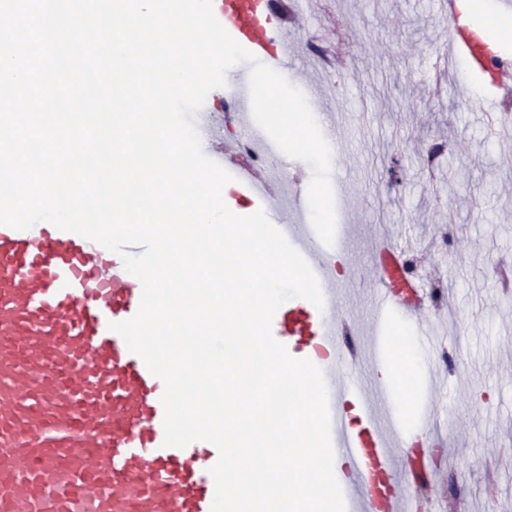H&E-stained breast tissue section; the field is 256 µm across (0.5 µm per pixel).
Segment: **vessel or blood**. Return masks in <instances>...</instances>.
<instances>
[{"mask_svg":"<svg viewBox=\"0 0 512 512\" xmlns=\"http://www.w3.org/2000/svg\"><path fill=\"white\" fill-rule=\"evenodd\" d=\"M306 4L274 10L269 0H213V9L239 44L285 74L297 60L284 31L287 12ZM442 4L441 36L455 66L449 87L456 92L470 77L490 74L493 94L473 106L494 109L512 97V59L481 46L461 24L456 0ZM227 85L230 115L247 135L223 142L214 115L201 109L203 151L234 176L239 197L278 212L279 188L297 186L300 172L284 168L275 178L248 163L247 151L275 158L280 150L252 117L248 69ZM279 214L276 226L309 263L324 306L289 300L272 333L324 374L346 512H409L400 481L409 440L394 396L385 385L367 387L352 365L360 355L381 361L383 328L402 317L416 322L420 346L436 342L440 324L421 315L422 281L404 272L398 247L380 242L367 326H340L332 249L306 224L303 203ZM140 298L138 279L101 245L47 222L27 230L0 225V512H211L217 449L205 441L163 446L164 384L110 328L132 318Z\"/></svg>","mask_w":512,"mask_h":512,"instance_id":"vessel-or-blood-1","label":"vessel or blood"}]
</instances>
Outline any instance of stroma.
Here are the masks:
<instances>
[{
    "label": "stroma",
    "instance_id": "obj_1",
    "mask_svg": "<svg viewBox=\"0 0 512 512\" xmlns=\"http://www.w3.org/2000/svg\"><path fill=\"white\" fill-rule=\"evenodd\" d=\"M439 0H313L288 17L292 83L335 113L343 150L331 177L357 234L343 239L338 314L364 322L360 272L390 239L443 284L425 316L448 330L452 374L423 404L437 477L420 500L442 512H512V141L503 116L448 91Z\"/></svg>",
    "mask_w": 512,
    "mask_h": 512
}]
</instances>
